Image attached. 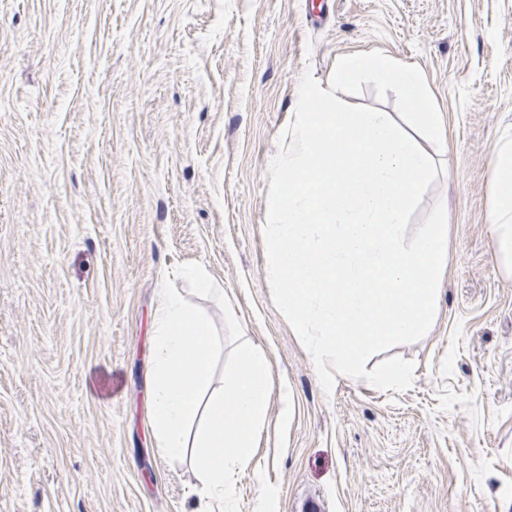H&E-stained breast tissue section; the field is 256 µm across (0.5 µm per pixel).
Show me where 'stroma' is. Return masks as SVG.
<instances>
[{"instance_id": "1", "label": "stroma", "mask_w": 512, "mask_h": 512, "mask_svg": "<svg viewBox=\"0 0 512 512\" xmlns=\"http://www.w3.org/2000/svg\"><path fill=\"white\" fill-rule=\"evenodd\" d=\"M383 51L439 110L448 210L428 333L336 377L264 274L269 165L300 78ZM512 138V0H0V512H205L149 423L165 274L201 263L272 366L240 512H512V279L490 157Z\"/></svg>"}]
</instances>
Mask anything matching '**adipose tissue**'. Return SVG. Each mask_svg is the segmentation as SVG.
Returning <instances> with one entry per match:
<instances>
[{
    "label": "adipose tissue",
    "mask_w": 512,
    "mask_h": 512,
    "mask_svg": "<svg viewBox=\"0 0 512 512\" xmlns=\"http://www.w3.org/2000/svg\"><path fill=\"white\" fill-rule=\"evenodd\" d=\"M491 175L494 196L488 222L494 252L503 274L512 278V139L495 149Z\"/></svg>",
    "instance_id": "1"
}]
</instances>
